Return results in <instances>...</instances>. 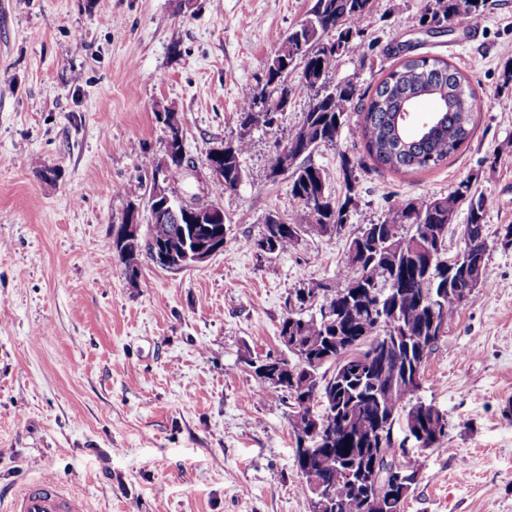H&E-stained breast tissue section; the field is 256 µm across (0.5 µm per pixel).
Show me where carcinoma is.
<instances>
[{"mask_svg": "<svg viewBox=\"0 0 512 512\" xmlns=\"http://www.w3.org/2000/svg\"><path fill=\"white\" fill-rule=\"evenodd\" d=\"M485 6L486 0H425L420 23L429 32H452L462 25L479 24ZM372 12L373 0H316L298 28L277 37L280 56L268 64L265 84L242 90L241 132L236 140L224 143V189L235 188L243 179L242 157L250 149L251 128L273 127L278 114L288 108L296 89L289 78L298 60L303 62L299 86L310 91L309 108L288 141L308 132V143L302 145L306 161L290 172L291 194L301 202L316 196L323 183L320 169L307 158L322 147L336 145L351 112L360 116L352 134L364 143L369 157L397 173L433 170L470 140L479 104L464 74L446 61L405 59L370 94L351 81L332 88L326 85L340 57L363 36ZM332 39L336 48L325 50L324 44ZM426 84L434 86L443 111L427 130L417 133L412 126H403L401 117L420 100ZM340 160L348 191L341 205L327 193L319 209L312 212L303 205L289 220L265 225L262 236L247 245L259 250L272 240L283 253L295 248L301 232L314 224L341 230L353 203L357 177L355 164L344 155ZM450 196L462 199L467 223H485V199L472 190L468 178L447 197L399 200L382 220L365 225L350 241L357 247V256L353 260L345 256L346 271L353 272L345 286L358 291L357 297L341 305L331 322L322 315L305 316L293 310L282 320L281 343L295 336L301 347L292 353L294 362L288 370L266 392L276 403H292L294 435L311 425L309 408L300 404L296 386L326 366L333 368L323 386L320 399L325 408L317 420L324 429L334 428V434L321 437L309 459L297 454V466L305 495L312 473L323 480L335 478L340 467L354 473V482L343 481L336 487L335 512H396L398 500L390 498L389 492L374 504L363 493L378 454L377 428L386 426L382 442L385 454L392 458L406 454L391 439L394 424L401 420H415L431 448L445 437L442 421L446 417L432 415L421 401L412 402L413 394L401 384L405 375L413 373L412 360L422 361L416 354L408 355V350L419 344L417 338L424 335L431 311L450 320L464 304L454 290L441 291L442 282L448 279V261L442 258L446 234L441 225L448 224ZM112 248L125 266L129 283L137 286L139 260L151 254V242L144 237L124 242L115 238ZM405 334L414 341L402 340ZM375 341L378 346L371 361L346 357L347 347H366Z\"/></svg>", "mask_w": 512, "mask_h": 512, "instance_id": "1", "label": "carcinoma"}]
</instances>
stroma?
<instances>
[{
    "instance_id": "obj_1",
    "label": "stroma",
    "mask_w": 512,
    "mask_h": 512,
    "mask_svg": "<svg viewBox=\"0 0 512 512\" xmlns=\"http://www.w3.org/2000/svg\"><path fill=\"white\" fill-rule=\"evenodd\" d=\"M316 0H0V512L44 475L88 512H310L300 491L292 410L263 396L247 357L280 355V325L304 288L305 313L343 287L350 239L403 198L441 197L470 179L486 200V290L465 302L426 358L416 396L448 419L434 448H410L421 479L404 512H512V112L491 108L512 62V0L482 23L427 35L423 0H374L366 41L331 83L366 89L404 49L463 71L486 109L446 164L396 173L342 132L311 157L333 200L341 156L357 195L340 231L302 233L276 255L250 248L269 213L299 202L270 179L278 146L308 107L296 89L273 127L250 134L240 186L179 184L219 203L223 251L166 268L149 259L130 286L112 227L143 198L164 155L162 107L178 112L187 156L236 138L244 87L266 80L275 34ZM57 169L43 179L38 166Z\"/></svg>"
}]
</instances>
